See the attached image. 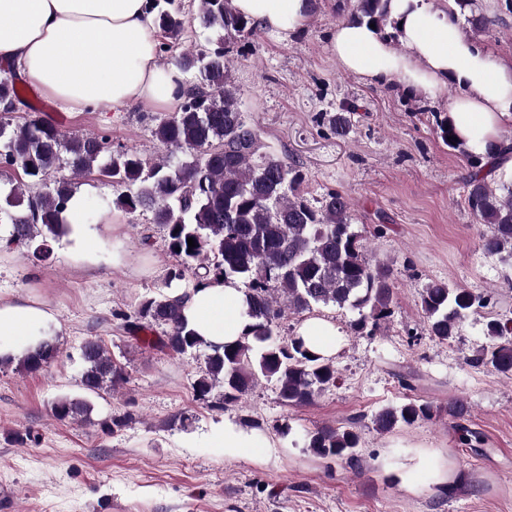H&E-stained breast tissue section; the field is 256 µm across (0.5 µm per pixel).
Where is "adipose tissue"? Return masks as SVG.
I'll return each mask as SVG.
<instances>
[{"instance_id": "obj_1", "label": "adipose tissue", "mask_w": 512, "mask_h": 512, "mask_svg": "<svg viewBox=\"0 0 512 512\" xmlns=\"http://www.w3.org/2000/svg\"><path fill=\"white\" fill-rule=\"evenodd\" d=\"M260 30L286 36L308 22L311 0H232ZM398 44L367 24L340 23L329 49L348 73L372 83L398 81L414 89L455 84L448 106L456 136L492 164L512 167L501 131L512 122V55L490 58L441 19L425 0H391ZM158 22L149 0H0V60L14 64L29 85L67 112L103 107H169L186 89L182 73L158 62ZM193 330L214 344L247 333L245 290L210 280L188 289L183 309ZM54 319L42 305L0 302V356L34 349ZM209 444L226 454L258 459L272 443L232 422L215 426Z\"/></svg>"}]
</instances>
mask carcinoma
Listing matches in <instances>:
<instances>
[{"label": "carcinoma", "instance_id": "carcinoma-1", "mask_svg": "<svg viewBox=\"0 0 512 512\" xmlns=\"http://www.w3.org/2000/svg\"><path fill=\"white\" fill-rule=\"evenodd\" d=\"M169 51L181 40L185 22L174 0H150ZM199 16L207 28L220 32L216 41L175 57L182 73L197 82L188 85L177 112L160 120L153 134L165 155L152 161L136 150L108 152L105 134L66 138L52 123L30 114L21 123L0 118V166L22 171L36 181L62 169L36 199L22 205L20 186L6 195L0 221L9 224L0 238L6 250L31 248L38 257L50 254L49 241L72 234L64 213L74 195L73 180L106 181L121 189L115 200L127 213L149 210L152 223L164 229L177 266L167 272L162 290L143 299L136 321L128 330L145 347L184 355L208 349L205 370L194 383L198 400L207 402L219 390L221 404L237 403L262 379L275 382L280 401L303 406L336 386V367L329 358L309 353L297 334L281 337L277 327L286 314H300L329 304L357 313L354 326L377 327L391 315L392 270L366 259L364 238L352 228L351 204L345 194L329 192L315 207L301 192L299 167L272 152L262 151L258 132L242 110L240 89L229 74V44L255 39L258 30L236 15L232 0H199ZM349 21L375 24L383 33L396 26L391 0H356ZM23 102L18 78H0V111L8 114ZM338 137L352 128L344 112L329 116ZM190 154L181 160L178 154ZM466 200L476 220L488 227L482 248L501 260H512V184L492 188L481 171L465 180ZM195 240L188 248L187 238ZM209 278L241 280L246 284V314L253 320L249 333L233 343L215 345L188 328L184 297L170 291L173 281L185 287ZM490 298L483 292L455 287L441 280L425 285L421 295L428 332L440 341L458 335L463 323ZM163 335L151 336L153 327ZM492 345L471 358L512 376V320L486 325ZM59 355L55 340H44L18 358L0 357V365L18 361L19 368L37 373ZM81 383L92 393L110 391L126 382L124 367L97 339L81 346ZM51 410L60 420H76L88 413L87 402L56 399ZM468 413L461 401L448 402V416L464 445L479 436L459 424ZM432 415L431 406L409 401L389 406L374 417L376 430L389 433ZM304 445L315 456L353 465L358 461L359 435L351 428L323 426L306 433Z\"/></svg>", "mask_w": 512, "mask_h": 512}]
</instances>
